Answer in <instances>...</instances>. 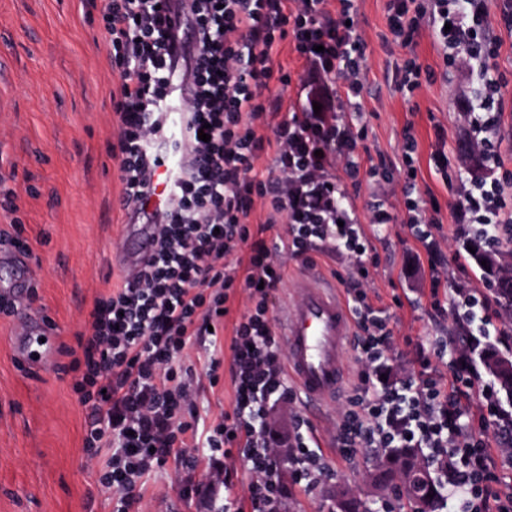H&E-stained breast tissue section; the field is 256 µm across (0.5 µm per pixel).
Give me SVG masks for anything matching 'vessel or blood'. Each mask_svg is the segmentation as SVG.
I'll list each match as a JSON object with an SVG mask.
<instances>
[{"label":"vessel or blood","mask_w":512,"mask_h":512,"mask_svg":"<svg viewBox=\"0 0 512 512\" xmlns=\"http://www.w3.org/2000/svg\"><path fill=\"white\" fill-rule=\"evenodd\" d=\"M171 183L170 167H160L147 207L151 220L134 231L133 265H140L152 253L155 226L164 218ZM296 286V300L277 317L278 334L287 351L289 378L309 411L319 413L344 393L350 379L347 350L354 336V321L335 285L324 282L315 271L305 272ZM20 340L25 362L37 357L45 363L55 354L56 335L46 324L23 329Z\"/></svg>","instance_id":"1"}]
</instances>
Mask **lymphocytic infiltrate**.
<instances>
[{
	"label": "lymphocytic infiltrate",
	"mask_w": 512,
	"mask_h": 512,
	"mask_svg": "<svg viewBox=\"0 0 512 512\" xmlns=\"http://www.w3.org/2000/svg\"><path fill=\"white\" fill-rule=\"evenodd\" d=\"M325 5L326 0H103L104 34L120 78L112 97L119 135L111 149L119 161L124 209L140 214L148 205L161 160L153 146L165 139L168 125L162 102L173 85L190 89L177 103L184 126L170 150L183 155L184 163L167 219L156 232V251L127 272L122 287L96 298L79 340L82 354L66 366L76 375L80 403L90 410L85 446L99 484L112 492L110 512H132L169 461L195 468L198 459L187 452L193 441L204 449L205 479H186L187 495L230 489L239 462L249 476V512H287L289 485L311 489L322 482L328 468L311 436L297 428L282 438L267 423L270 409L298 401L273 317L286 261L311 265L319 255L356 260L343 284L358 329L359 368L336 431L337 447L349 455L360 448L426 449L428 465L453 461L449 485L456 512H512V492L502 491L485 440L487 433L512 431V418L502 413L495 386L481 380L473 359L495 326L489 298L458 288L452 314L475 330V338L452 352L439 343L434 355L418 353L403 382L383 378L393 332L355 285L369 275L371 245L331 173L339 160L349 176L359 172L355 150L365 131L353 128L346 115L362 107L364 42L353 0H340L334 14ZM387 8L396 45H415L426 25L458 66H479L483 94L469 117L476 147L493 152L500 82L488 64L495 52L485 38V0H428L424 6L388 0ZM289 40L304 62L306 103L265 137L255 123L266 117L271 83L290 82L274 66L279 46ZM337 79L345 88L340 95L332 92ZM202 128L209 141L199 139ZM268 151L275 155L272 174L257 167ZM505 205L498 187L475 186L457 200L458 220L498 241ZM259 206L268 218L255 227L250 218ZM280 215L286 233L267 238ZM241 245L248 248L246 256L229 265ZM240 294L247 308L235 320L230 344L233 409L222 424L204 429L197 386L219 382L216 352L224 313ZM201 342L214 355L199 375L191 349ZM436 356L448 358L449 378L433 368ZM474 392L482 400L475 418L462 406Z\"/></svg>",
	"instance_id": "lymphocytic-infiltrate-1"
}]
</instances>
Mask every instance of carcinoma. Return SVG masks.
<instances>
[{"mask_svg": "<svg viewBox=\"0 0 512 512\" xmlns=\"http://www.w3.org/2000/svg\"><path fill=\"white\" fill-rule=\"evenodd\" d=\"M462 250L467 252L470 259L475 255L467 251L471 246L487 253L504 257L509 251L501 250L472 233H462L459 236ZM509 263L500 264L495 275L491 276L483 265H478L484 279L493 291L496 303L506 311H512V272L508 270ZM479 363L486 373L493 377L495 384L505 397L512 400V371L503 368L509 359L502 357L491 347H486L479 353ZM381 466L373 473L372 483L381 490L396 495L406 492L413 501L412 512H442L446 503L445 484L443 480H432L424 490V496L418 498L414 495V488L421 479L419 449L417 448H390L384 458L380 460ZM336 499L335 512H371V504L358 497L338 490L334 492Z\"/></svg>", "mask_w": 512, "mask_h": 512, "instance_id": "cac0c4a2", "label": "carcinoma"}]
</instances>
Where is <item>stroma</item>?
<instances>
[{
    "label": "stroma",
    "instance_id": "1",
    "mask_svg": "<svg viewBox=\"0 0 512 512\" xmlns=\"http://www.w3.org/2000/svg\"><path fill=\"white\" fill-rule=\"evenodd\" d=\"M359 31L366 45V92L354 125L365 126L359 142L360 172L345 187L359 221L378 255L363 287L374 307L389 320L395 339L389 365L403 378L417 345L440 340L460 344L462 329L451 312H438L435 298L453 296L458 285L488 293L473 260L461 255L454 204L470 177L458 163V143L468 129L462 109L474 96L477 77L445 65L429 29L415 45H386L387 0H356ZM490 36L497 42L494 60L503 110L495 134L498 161L491 180L512 200V22H505L503 0H486ZM415 58L434 73L412 97L395 91L396 62ZM276 66L291 76L288 86H272L269 96L278 116L292 112L305 95V69L291 44H282ZM119 80L110 62L101 13L92 0H0V188L13 191L14 209L0 206V231L19 225L30 246L31 277L38 288L13 317L0 316V512H107L110 492L88 462L84 436L88 415L73 390L68 359L56 355L37 369L18 355V333L30 317H47L60 330V342L78 350L88 328L96 296L116 287L125 269L120 245L128 237L129 218L120 203L118 162L111 143L118 133L112 95ZM412 127L418 147L415 198L436 196L442 204L439 224L431 228L435 254H428L410 224L402 192V134ZM444 139L435 136L436 127ZM442 153L446 170L431 158ZM396 216L395 223L372 225L376 205ZM442 284L431 289V271ZM217 387L201 384L198 410L206 425L223 422L234 402L228 367ZM341 401L328 403L310 417L314 437L333 472L313 490L293 488L288 512H328L329 495L344 486L374 495L368 480L379 452L363 448L343 455L332 438L340 422ZM204 465L186 472L170 465L153 481L139 512H208L205 502L183 497L185 477L201 480Z\"/></svg>",
    "mask_w": 512,
    "mask_h": 512
}]
</instances>
